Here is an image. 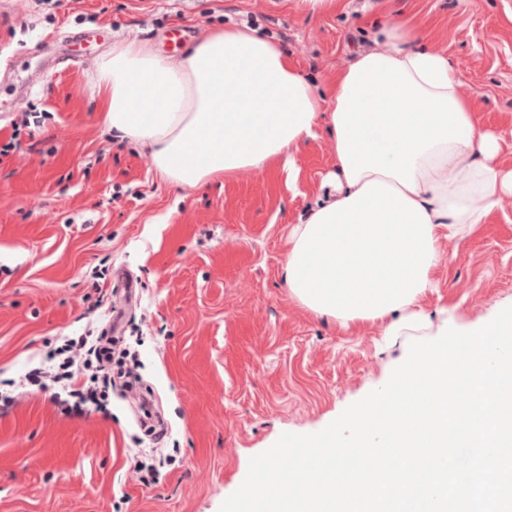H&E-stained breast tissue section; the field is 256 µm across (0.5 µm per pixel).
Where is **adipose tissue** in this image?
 <instances>
[{"instance_id": "obj_1", "label": "adipose tissue", "mask_w": 512, "mask_h": 512, "mask_svg": "<svg viewBox=\"0 0 512 512\" xmlns=\"http://www.w3.org/2000/svg\"><path fill=\"white\" fill-rule=\"evenodd\" d=\"M372 42L333 75L330 99L248 27L213 30L177 58L115 44L95 86L113 137L146 147L181 187L270 163L296 180L302 145L325 129L329 192L293 228L283 280L310 311L383 322L394 339L426 321L416 307L440 239L487 223L512 170L498 166L503 138L480 129L446 52L407 24L378 26Z\"/></svg>"}]
</instances>
